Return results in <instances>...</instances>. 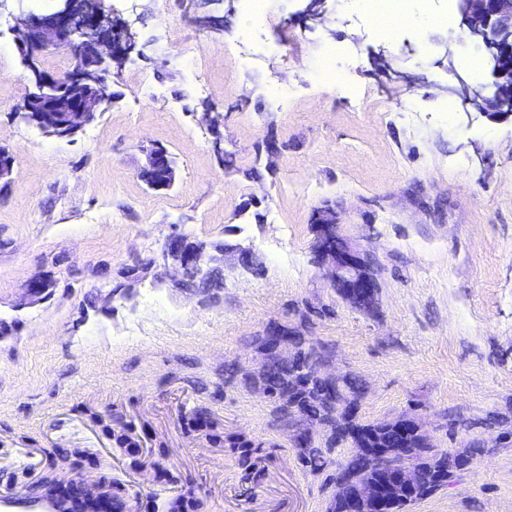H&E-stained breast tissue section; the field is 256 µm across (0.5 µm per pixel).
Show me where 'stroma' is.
<instances>
[{"mask_svg": "<svg viewBox=\"0 0 512 512\" xmlns=\"http://www.w3.org/2000/svg\"><path fill=\"white\" fill-rule=\"evenodd\" d=\"M138 47L112 70L117 100L75 141L16 108L28 90L0 7V490L110 486L114 512H327L349 445L315 430V472L295 421L253 380L279 322L320 351V374L353 375L358 415L415 417L468 470L406 512H512V117L467 113L453 87L492 82L456 0H407L380 36L362 0H106ZM205 14L223 29L198 26ZM302 45L283 61L276 44ZM224 115L223 154L202 113ZM274 132L283 146L256 145ZM172 153L160 195L136 176L143 146ZM372 260L363 312L316 262V219ZM225 246L220 288L183 290L147 271L166 237ZM36 275L55 282L29 304Z\"/></svg>", "mask_w": 512, "mask_h": 512, "instance_id": "stroma-1", "label": "stroma"}]
</instances>
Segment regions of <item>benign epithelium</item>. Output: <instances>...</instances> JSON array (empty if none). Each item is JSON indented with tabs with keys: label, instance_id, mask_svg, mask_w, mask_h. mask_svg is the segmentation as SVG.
Instances as JSON below:
<instances>
[{
	"label": "benign epithelium",
	"instance_id": "1",
	"mask_svg": "<svg viewBox=\"0 0 512 512\" xmlns=\"http://www.w3.org/2000/svg\"><path fill=\"white\" fill-rule=\"evenodd\" d=\"M58 10L16 17L15 36L20 55L28 69L29 91L20 106L23 120L46 132L62 131L72 140L91 125L112 103L115 93L107 81L112 65L122 63L136 48V33L119 17L112 16L105 0H58ZM461 25L485 52L493 81L479 91H462L463 101L480 113L504 114L503 105L512 102V0H457ZM62 45L74 67L65 76L66 87L57 88L54 77L41 72L35 55ZM144 162L136 171L155 193L171 189L176 166L169 150L159 144L143 149ZM318 263L331 288L359 310L367 311L377 299L379 283L363 253L336 234L334 219L318 220ZM215 261L206 246L195 244L181 234L169 236L154 266L157 277L180 286L188 268L206 270ZM52 280L34 276L27 285V299L34 303L48 294ZM267 347L277 352L288 345L287 328L274 324L266 331ZM404 443L413 434L422 435L421 426L402 415L389 420ZM353 462L383 473L378 482L358 483L345 474L336 480L334 498L345 512H386L388 504L417 493V469L399 448H357Z\"/></svg>",
	"mask_w": 512,
	"mask_h": 512
}]
</instances>
